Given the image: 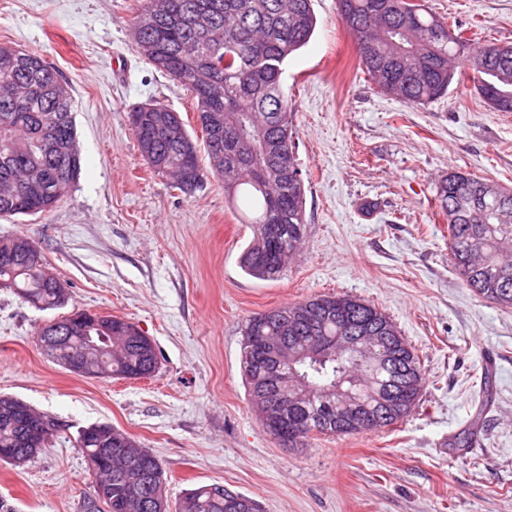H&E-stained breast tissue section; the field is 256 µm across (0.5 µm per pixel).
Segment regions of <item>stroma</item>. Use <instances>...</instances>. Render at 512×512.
Here are the masks:
<instances>
[{
    "label": "stroma",
    "mask_w": 512,
    "mask_h": 512,
    "mask_svg": "<svg viewBox=\"0 0 512 512\" xmlns=\"http://www.w3.org/2000/svg\"><path fill=\"white\" fill-rule=\"evenodd\" d=\"M472 47L512 43V0H424ZM140 0H0V43L41 54L69 84L82 152L70 194L45 216L0 218V236L39 244L69 307L134 322L159 368L139 380L85 378L41 350L54 318L0 289V395L65 424L22 466L0 462L17 512H84L93 477L79 429L108 423L152 452L170 501L210 484L260 512H512V309L477 296L448 260L436 191L462 171L512 190V112L472 81L408 105L362 71L336 0L289 57L306 232L284 275L260 281L239 257L252 236L222 181L194 194L142 159L129 108L157 100L204 138L190 93L133 49ZM376 305L417 351L415 410L378 433L286 448L263 428L241 375L249 316L315 295ZM470 448L448 442L468 428Z\"/></svg>",
    "instance_id": "stroma-1"
}]
</instances>
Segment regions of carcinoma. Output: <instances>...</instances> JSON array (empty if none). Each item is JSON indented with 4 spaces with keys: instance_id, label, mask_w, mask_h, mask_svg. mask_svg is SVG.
<instances>
[{
    "instance_id": "obj_1",
    "label": "carcinoma",
    "mask_w": 512,
    "mask_h": 512,
    "mask_svg": "<svg viewBox=\"0 0 512 512\" xmlns=\"http://www.w3.org/2000/svg\"><path fill=\"white\" fill-rule=\"evenodd\" d=\"M209 5V23L192 21L198 4ZM341 23L350 34L362 69L385 94L407 104L430 103L472 71L475 90L498 112H512V44L487 45L466 54L468 39L448 38V24L410 0H338ZM183 22L170 26V12ZM312 0H141L133 27V48L156 70L194 95L198 120L220 119L212 131L202 125L207 166L179 113L160 101L134 106L129 118L147 164L185 194L212 176L224 181L228 198L245 196L253 236L240 267L259 280L279 278L299 253L305 233V186L294 151L295 115L283 87L288 57L305 46L316 28ZM174 122L175 136L159 126ZM59 137L68 150L48 149ZM81 171L71 88L40 54L0 44V216L46 215L68 196ZM489 182L450 171L437 187L440 212L448 221V251L457 276L477 294L512 309V191L485 193ZM14 237H0V283L40 310L60 307L66 282L49 276L46 258L12 248ZM108 329L112 347L94 360L101 378L139 379L156 372L153 341L131 321L92 314ZM352 330L376 337L374 353L389 360L372 372L346 351L322 361L307 359L292 372L281 365L284 403L265 397L254 361L270 336H295L310 344L346 336ZM81 330L47 354L57 361L84 356ZM242 377L264 429L288 425L299 434L297 448L318 435L344 437L380 431L403 421L419 402L424 373L415 351L381 310L352 296L317 295L258 312L246 321L241 352ZM368 377V390L336 389L343 372ZM0 412V461L15 454L31 460L48 446L17 447L19 419ZM122 456L105 454L94 472L105 507L93 512H258L232 508L229 501L254 500L220 484L191 489L170 504L159 459L134 438L109 425ZM78 447L98 455V437L80 431Z\"/></svg>"
}]
</instances>
